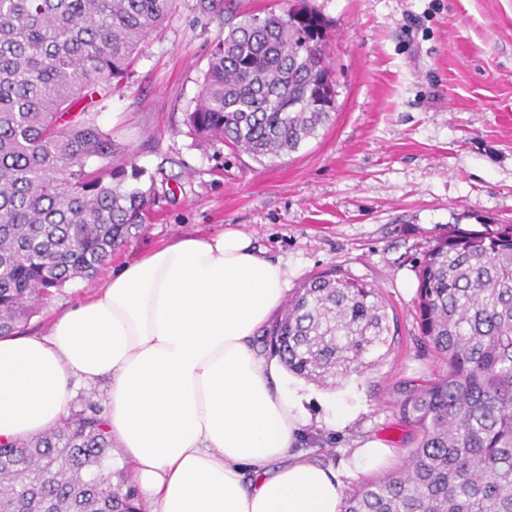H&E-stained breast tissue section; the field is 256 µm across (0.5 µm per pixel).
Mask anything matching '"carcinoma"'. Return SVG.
I'll list each match as a JSON object with an SVG mask.
<instances>
[{
    "label": "carcinoma",
    "mask_w": 512,
    "mask_h": 512,
    "mask_svg": "<svg viewBox=\"0 0 512 512\" xmlns=\"http://www.w3.org/2000/svg\"><path fill=\"white\" fill-rule=\"evenodd\" d=\"M224 5L189 131L256 160L299 150L331 118L317 75L327 21L302 2L263 15ZM177 0H0V336L139 232L154 185L111 167L97 117ZM102 162L97 168L90 159ZM417 319L442 370L399 403L418 442L402 470L365 484L345 512H512V225L454 229L424 254ZM388 331L375 289L334 271L308 279L265 344L289 372L333 386ZM112 434L84 406L0 443V512H139L112 484Z\"/></svg>",
    "instance_id": "obj_1"
}]
</instances>
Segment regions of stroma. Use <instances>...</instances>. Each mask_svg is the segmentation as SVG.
I'll list each match as a JSON object with an SVG mask.
<instances>
[{
	"mask_svg": "<svg viewBox=\"0 0 512 512\" xmlns=\"http://www.w3.org/2000/svg\"><path fill=\"white\" fill-rule=\"evenodd\" d=\"M307 2L331 25L336 106L299 150L258 161L184 124L223 19L179 0L98 116L117 146L113 168L145 170L158 201L92 280L68 283L23 332L47 334L112 273L166 242L236 227L287 264L290 289L333 269L378 290L385 341L335 388L353 419L324 427L325 388L303 381L305 444L339 468L356 441L376 438L402 465L417 436L398 404L440 368L418 341L423 255L442 230L512 224V0Z\"/></svg>",
	"mask_w": 512,
	"mask_h": 512,
	"instance_id": "stroma-1",
	"label": "stroma"
}]
</instances>
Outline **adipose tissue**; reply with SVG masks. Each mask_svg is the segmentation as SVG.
<instances>
[{"instance_id": "1", "label": "adipose tissue", "mask_w": 512, "mask_h": 512, "mask_svg": "<svg viewBox=\"0 0 512 512\" xmlns=\"http://www.w3.org/2000/svg\"><path fill=\"white\" fill-rule=\"evenodd\" d=\"M288 268L246 233L162 246L113 274L44 336H0V442L67 412L72 381L107 380L105 419L148 512H344L342 471L389 468L360 441L345 470L301 448L310 418L255 345Z\"/></svg>"}]
</instances>
